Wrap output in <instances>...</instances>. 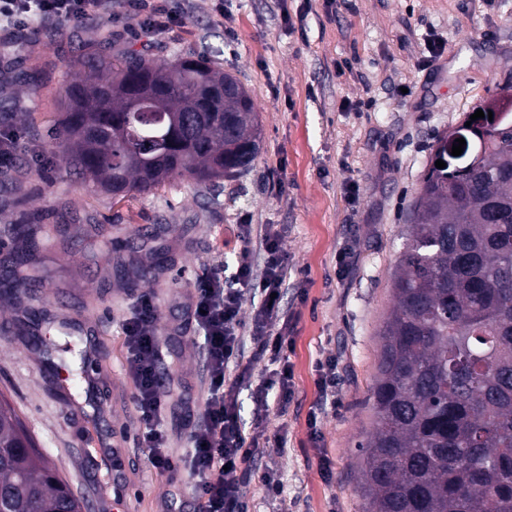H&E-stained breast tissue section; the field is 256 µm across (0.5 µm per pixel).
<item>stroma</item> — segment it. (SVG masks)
<instances>
[{
  "label": "stroma",
  "mask_w": 512,
  "mask_h": 512,
  "mask_svg": "<svg viewBox=\"0 0 512 512\" xmlns=\"http://www.w3.org/2000/svg\"><path fill=\"white\" fill-rule=\"evenodd\" d=\"M145 47L164 59L206 55L244 85L262 127L251 168L116 204L80 188L62 154L35 161L65 85L82 76L74 60L90 49L112 60ZM7 69L33 76L36 94L4 77ZM506 94L512 0H192L185 24L151 42L118 7L108 19L0 38V124L21 131V160L0 176V230L22 210L40 212L43 225L27 299L0 293V393L73 493L113 512L112 471L95 449L115 431L126 436L131 512L190 500L191 477L156 476L135 440L121 325L137 294L154 297L169 378L164 424L171 454L183 459L206 398L203 338L182 322L194 282L216 268L232 275L243 251L259 259L261 227L271 224L288 256L280 316L295 392L287 413L274 403L266 417L269 429L287 426L286 445L263 448L256 460L257 471L278 472L284 492L277 502L249 496L248 510L365 512L357 446L375 427L379 333L395 305L408 213L436 136ZM88 343L108 368L92 395L106 407L99 420L72 410L56 376L79 370ZM331 357L336 396L326 400L318 365Z\"/></svg>",
  "instance_id": "1"
}]
</instances>
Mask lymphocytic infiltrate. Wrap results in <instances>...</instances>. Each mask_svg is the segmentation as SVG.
<instances>
[{"mask_svg": "<svg viewBox=\"0 0 512 512\" xmlns=\"http://www.w3.org/2000/svg\"><path fill=\"white\" fill-rule=\"evenodd\" d=\"M114 0H0V24L12 30L34 24L62 25L111 13ZM128 19L147 38L173 31L189 12L182 0H123ZM264 261L255 268L250 255H242L232 279L223 270L198 279L188 321L203 335V360L208 395L205 407L191 424L188 472L194 479L191 512H248L252 464L261 443L283 442L281 433L267 435L263 426L244 432L235 401L237 385L250 381L257 359L269 357L272 370L259 382L255 400L268 410L269 395H277L286 408L293 392L288 362V336L273 328L279 292L288 277V261L272 227L261 236ZM261 296L250 321L241 318L247 298ZM158 309L153 297L139 295L134 311L123 324V345L129 375L135 386L137 438L147 448L148 460L158 476L174 477L180 465L170 455L161 422L167 413L166 377L157 336Z\"/></svg>", "mask_w": 512, "mask_h": 512, "instance_id": "f902f5d3", "label": "lymphocytic infiltrate"}]
</instances>
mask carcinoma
I'll list each match as a JSON object with an SVG mask.
<instances>
[{"label":"carcinoma","mask_w":512,"mask_h":512,"mask_svg":"<svg viewBox=\"0 0 512 512\" xmlns=\"http://www.w3.org/2000/svg\"><path fill=\"white\" fill-rule=\"evenodd\" d=\"M47 133L85 187L121 202L175 179L209 184L256 159L262 135L237 78L202 55L168 61L88 51ZM473 125L466 155L434 153L394 275L372 391L376 426L358 446L368 512H512V110ZM10 227L35 241L40 216ZM16 256L0 287L18 286ZM0 396V512H83Z\"/></svg>","instance_id":"obj_1"}]
</instances>
